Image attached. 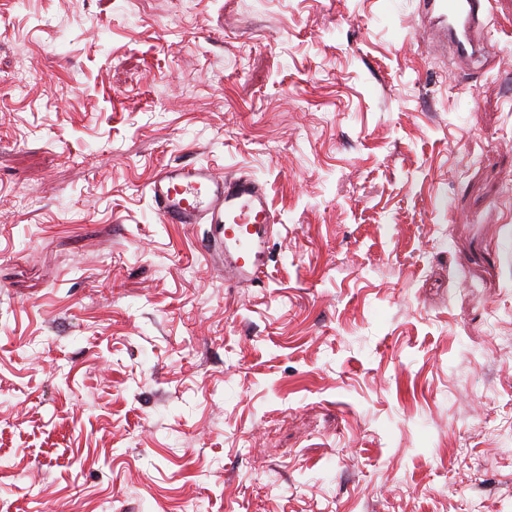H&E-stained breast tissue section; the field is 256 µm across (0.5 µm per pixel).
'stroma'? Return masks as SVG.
Instances as JSON below:
<instances>
[{
	"instance_id": "obj_1",
	"label": "stroma",
	"mask_w": 512,
	"mask_h": 512,
	"mask_svg": "<svg viewBox=\"0 0 512 512\" xmlns=\"http://www.w3.org/2000/svg\"><path fill=\"white\" fill-rule=\"evenodd\" d=\"M416 9L0 0V512H512V0L464 77ZM191 162L264 286L156 220ZM148 193L162 224H215L217 234L205 246L213 259L227 261L234 285H252L265 276L277 218L265 185L254 176L222 177L201 164L166 165L148 183Z\"/></svg>"
}]
</instances>
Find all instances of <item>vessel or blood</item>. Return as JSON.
<instances>
[{
	"label": "vessel or blood",
	"instance_id": "obj_1",
	"mask_svg": "<svg viewBox=\"0 0 512 512\" xmlns=\"http://www.w3.org/2000/svg\"><path fill=\"white\" fill-rule=\"evenodd\" d=\"M491 0H418L421 24L446 46L464 70L488 71L497 60L485 36ZM148 193L163 224H212L207 245L212 258L228 264L234 285L260 281L268 264V244L277 222L265 185L245 172L216 175L205 165L162 167Z\"/></svg>",
	"mask_w": 512,
	"mask_h": 512
}]
</instances>
